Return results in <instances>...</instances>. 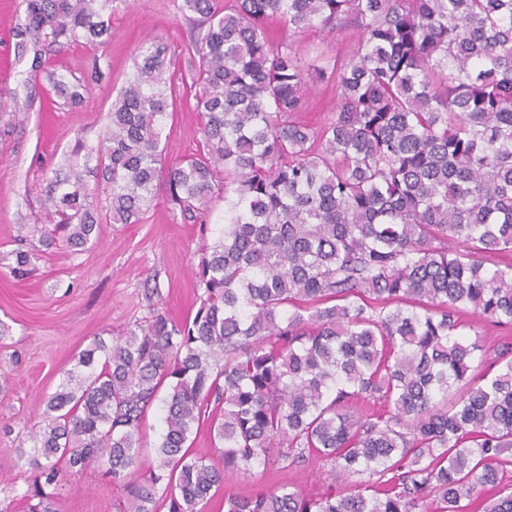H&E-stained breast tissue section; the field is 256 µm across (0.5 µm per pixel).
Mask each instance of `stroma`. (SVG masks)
Masks as SVG:
<instances>
[{
  "instance_id": "obj_1",
  "label": "stroma",
  "mask_w": 512,
  "mask_h": 512,
  "mask_svg": "<svg viewBox=\"0 0 512 512\" xmlns=\"http://www.w3.org/2000/svg\"><path fill=\"white\" fill-rule=\"evenodd\" d=\"M181 0H132L112 16L107 60L98 62L93 47L75 44L50 55L48 66L66 81L87 83L82 104L45 101L26 85L29 60L19 58L15 31L25 16L23 0H0V322L10 328L0 340V374L7 380L0 393V512H29L28 492L35 476L15 450L37 427L42 398L53 392L73 368L79 352L95 335L125 332L147 320L162 304L177 320L193 316L199 306L195 268L203 248L224 228V201L208 204L206 229L182 220L158 203L140 224H104L98 243L81 252L65 247L41 252L34 274L14 279L4 254L18 243H37L48 209L45 195L55 170L72 156L76 140L96 145L117 92L133 72L140 44L159 36L170 46L177 71L189 70L183 47L195 26L183 19ZM31 100L28 111L14 103ZM166 162L195 152L201 136L198 116L183 106L165 121ZM329 476L313 466L277 465L225 477L204 512H223L230 495H249L290 485L307 495L321 492ZM57 512H118L119 486L96 469L66 479L55 489Z\"/></svg>"
}]
</instances>
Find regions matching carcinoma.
<instances>
[{
  "instance_id": "1",
  "label": "carcinoma",
  "mask_w": 512,
  "mask_h": 512,
  "mask_svg": "<svg viewBox=\"0 0 512 512\" xmlns=\"http://www.w3.org/2000/svg\"><path fill=\"white\" fill-rule=\"evenodd\" d=\"M17 44L67 104L86 85L45 67L77 43L107 56L130 0H25ZM201 27L191 65L196 153L164 165L181 99L158 38L143 43L97 146L99 184L51 182L41 245L80 251L101 224H138L165 203L197 222L224 195V231L195 270L194 316L163 308L95 336L44 397L18 460L46 488L90 467L122 487L121 512H201L224 475L277 462L329 467L307 497L282 485L224 498V512H512V343L463 338L467 315L512 329V0H182ZM276 20L275 38L266 21ZM348 33L331 57L300 45ZM336 81L313 129L309 79ZM10 273L34 271L32 249ZM164 429L141 471V425ZM208 424L215 462L188 444ZM299 39L304 43L327 46L332 55L336 54V48L344 50L347 47L346 34L343 31L327 33L318 28H312L300 33Z\"/></svg>"
}]
</instances>
